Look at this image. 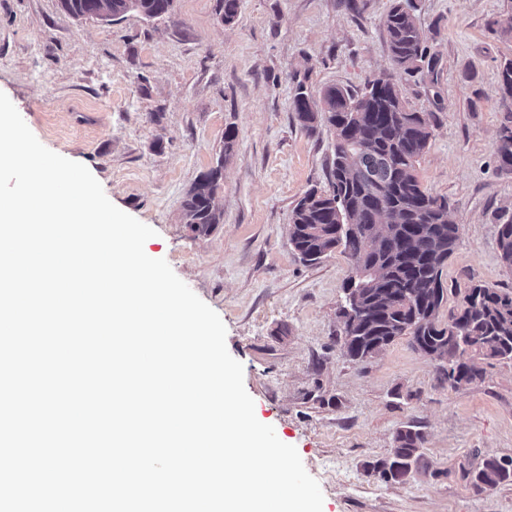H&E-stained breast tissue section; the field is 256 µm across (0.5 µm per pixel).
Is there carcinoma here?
Listing matches in <instances>:
<instances>
[{"label": "carcinoma", "mask_w": 512, "mask_h": 512, "mask_svg": "<svg viewBox=\"0 0 512 512\" xmlns=\"http://www.w3.org/2000/svg\"><path fill=\"white\" fill-rule=\"evenodd\" d=\"M77 19L114 21L135 11L147 19L171 14L173 0H60ZM240 0H220L224 24L238 17ZM411 0H391L383 18L388 67L354 93L329 86L319 92L321 106L305 82L293 89L297 120L310 133L322 123L335 132L328 186L312 187L296 202L290 242L309 264L341 250L361 264V276L348 280L365 315L344 321L341 349L361 362L382 352L402 336L430 358L449 363L456 382L469 385L483 377L477 359L512 361V294L485 285L466 288L460 304L439 320L445 300L442 273L459 239L460 228L448 219V201L427 193L416 165L433 136L430 114L408 106L402 76L434 71L424 32ZM501 120L497 130V169L512 173V58L500 63ZM236 132L224 131L216 166L202 174L182 204L183 221L207 235L223 220L215 204L221 168L233 154ZM498 246L512 269V215L498 217ZM424 433L411 426L398 430L389 455L370 465L388 482L404 483L420 467ZM474 488L483 482L512 484V469L488 457L467 473Z\"/></svg>", "instance_id": "1"}]
</instances>
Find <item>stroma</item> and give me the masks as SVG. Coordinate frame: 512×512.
<instances>
[{"label":"stroma","mask_w":512,"mask_h":512,"mask_svg":"<svg viewBox=\"0 0 512 512\" xmlns=\"http://www.w3.org/2000/svg\"><path fill=\"white\" fill-rule=\"evenodd\" d=\"M438 64L405 81L410 106L433 115L417 165L446 198L460 241L446 286L512 292L496 215L512 213V174L495 168L500 62L512 38L492 26L512 0H413ZM241 0L235 23L220 0H174L170 16L131 12L77 20L59 0H0V92L49 150L85 165L120 210L156 231L145 248L212 309L244 367L257 419L295 446L323 492L322 512H512V484L479 493L466 477L488 457L512 460V362L479 360L483 378L453 390L438 365L401 337L352 362L339 337L350 261L302 262L291 211L326 186L334 135L308 134L292 90L362 89L388 65L382 18L390 0ZM237 134L215 195L224 221L195 235L182 202ZM425 434L419 472L383 482L400 428Z\"/></svg>","instance_id":"obj_1"}]
</instances>
